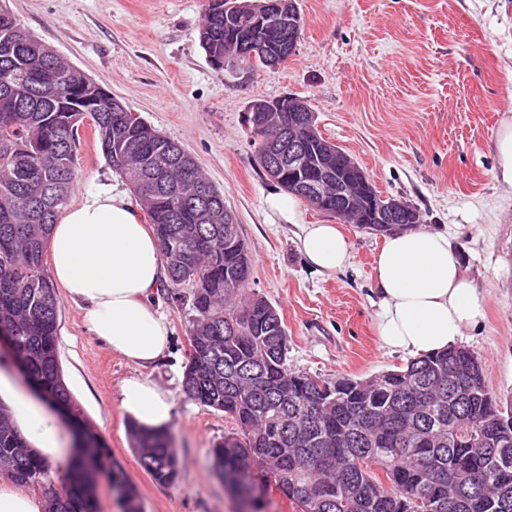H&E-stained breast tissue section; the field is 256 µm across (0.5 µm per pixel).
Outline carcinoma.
I'll return each mask as SVG.
<instances>
[{"mask_svg": "<svg viewBox=\"0 0 512 512\" xmlns=\"http://www.w3.org/2000/svg\"><path fill=\"white\" fill-rule=\"evenodd\" d=\"M209 0L199 39L207 56L255 70L278 54L272 18L224 11ZM264 53L238 52L244 39ZM111 92L78 83L54 50L0 10V335L27 379L67 418L92 455L69 461L54 482L0 403V474L40 486L45 512H97L92 488L110 459L106 441L83 418L63 377L58 351L60 297L43 273L49 232L75 182L79 129L91 117L107 159L122 153L132 189L159 242L170 285L192 287L195 318L185 394L231 415L242 436L212 449L215 475L229 490L246 486L261 506L275 487L298 512H512V401L483 386L474 352L450 347L379 373L375 380L328 382L288 368V333L279 310L250 295L252 256L238 225L203 218L190 205L206 185L211 206L224 193L186 150L128 112ZM278 125L253 131L256 157ZM383 236L407 224H365ZM132 450L153 480L174 484L179 460L165 430L130 425ZM455 495L448 497V487ZM121 512H144L137 487L112 464Z\"/></svg>", "mask_w": 512, "mask_h": 512, "instance_id": "cac0c4a2", "label": "carcinoma"}]
</instances>
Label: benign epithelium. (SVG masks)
I'll list each match as a JSON object with an SVG mask.
<instances>
[{"label": "benign epithelium", "mask_w": 512, "mask_h": 512, "mask_svg": "<svg viewBox=\"0 0 512 512\" xmlns=\"http://www.w3.org/2000/svg\"><path fill=\"white\" fill-rule=\"evenodd\" d=\"M287 12L288 30L281 32L279 53L267 60L270 68L282 65L297 48L300 18L294 0H288ZM278 108L293 112L295 116L288 121V132L283 140L273 145L264 158L263 171L270 180L298 197L313 201L322 211L350 218L359 203L357 192L347 178L334 176L333 170L352 172L358 165L331 144L317 153L312 151L311 143L318 137L315 113L298 98L287 97L276 105L265 103L253 108L255 124L274 118ZM362 214L374 224L420 223L416 208L395 198L376 208L367 206Z\"/></svg>", "instance_id": "7a95c632"}]
</instances>
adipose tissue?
Instances as JSON below:
<instances>
[{"instance_id":"1","label":"adipose tissue","mask_w":512,"mask_h":512,"mask_svg":"<svg viewBox=\"0 0 512 512\" xmlns=\"http://www.w3.org/2000/svg\"><path fill=\"white\" fill-rule=\"evenodd\" d=\"M48 247L53 279L83 307L93 336L146 368L160 362L170 328L153 306L164 277L155 235L141 224L126 194L104 186L70 207L53 225ZM301 248L317 268L334 271L349 258V242L336 224L309 225ZM380 296L378 334L388 348L417 357L455 345L482 315L481 297L461 269L447 234L410 230L386 236L374 257ZM10 394L15 417L45 458L65 454V439L44 401L19 390L0 373V393ZM120 408L150 429H167L173 401L146 378L127 380Z\"/></svg>"}]
</instances>
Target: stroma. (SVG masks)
I'll list each match as a JSON object with an SVG mask.
<instances>
[{
    "mask_svg": "<svg viewBox=\"0 0 512 512\" xmlns=\"http://www.w3.org/2000/svg\"><path fill=\"white\" fill-rule=\"evenodd\" d=\"M208 0H0L34 37L105 84L147 124L181 144L224 193L253 256L249 290L288 329L289 368L326 381L364 379L404 365L383 348L374 255L384 242L350 223V259L320 272L300 250L306 225L332 223L270 181L256 161L246 114L257 99L307 101L321 134L364 169L381 195L408 202L421 229L447 233L481 294L483 315L459 341L479 355L490 388L512 397V185L497 176L494 141L512 115V0H297L304 27L288 64L216 68L199 43ZM113 184L129 189L83 123L70 204ZM155 306L172 328L166 357L140 368L83 325L62 298L58 349L64 380L112 461L137 485L146 512H239L213 471L211 450L238 433L227 414L182 388L194 317L191 287ZM147 377L174 401L169 425L176 484L137 464L121 386Z\"/></svg>",
    "mask_w": 512,
    "mask_h": 512,
    "instance_id": "obj_1",
    "label": "stroma"
}]
</instances>
